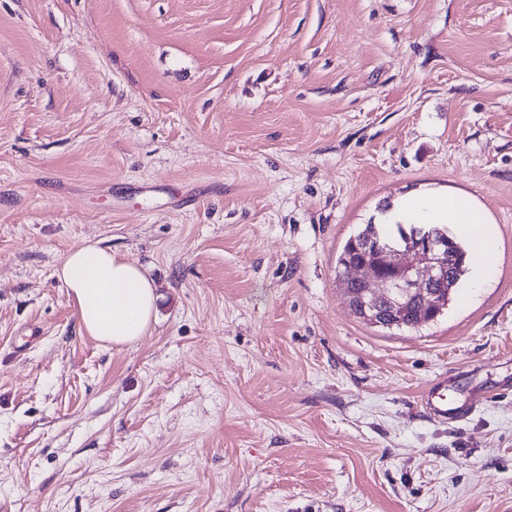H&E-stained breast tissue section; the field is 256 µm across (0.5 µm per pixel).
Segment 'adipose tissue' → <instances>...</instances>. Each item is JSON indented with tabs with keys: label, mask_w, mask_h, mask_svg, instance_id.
I'll list each match as a JSON object with an SVG mask.
<instances>
[{
	"label": "adipose tissue",
	"mask_w": 512,
	"mask_h": 512,
	"mask_svg": "<svg viewBox=\"0 0 512 512\" xmlns=\"http://www.w3.org/2000/svg\"><path fill=\"white\" fill-rule=\"evenodd\" d=\"M390 224H449L459 238L473 241L474 286L495 270V238L489 219L464 194L414 195L394 202L384 213ZM55 275L72 297L82 331L112 346H126L144 336L151 324L157 295L137 264L96 243L70 249Z\"/></svg>",
	"instance_id": "adipose-tissue-1"
}]
</instances>
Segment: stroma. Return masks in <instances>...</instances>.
Returning <instances> with one entry per match:
<instances>
[{"instance_id": "stroma-1", "label": "stroma", "mask_w": 512, "mask_h": 512, "mask_svg": "<svg viewBox=\"0 0 512 512\" xmlns=\"http://www.w3.org/2000/svg\"><path fill=\"white\" fill-rule=\"evenodd\" d=\"M450 192L492 279L358 318L347 239ZM87 241L155 284L132 345ZM0 512H512V0H0ZM55 275L73 298L87 335L120 347L147 333L157 295L139 265L111 248L86 243L65 253ZM420 405L432 420L446 422L464 416L471 408L459 406L448 397V376L446 374L430 382L420 394Z\"/></svg>"}]
</instances>
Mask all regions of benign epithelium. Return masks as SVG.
Listing matches in <instances>:
<instances>
[{"label": "benign epithelium", "instance_id": "benign-epithelium-1", "mask_svg": "<svg viewBox=\"0 0 512 512\" xmlns=\"http://www.w3.org/2000/svg\"><path fill=\"white\" fill-rule=\"evenodd\" d=\"M455 249L452 238L424 230L413 231L405 249L365 239L366 257L348 265L355 275L347 279L362 285V290L349 293V300L375 325H401L410 299L432 306L444 289L454 285L450 260Z\"/></svg>", "mask_w": 512, "mask_h": 512}]
</instances>
